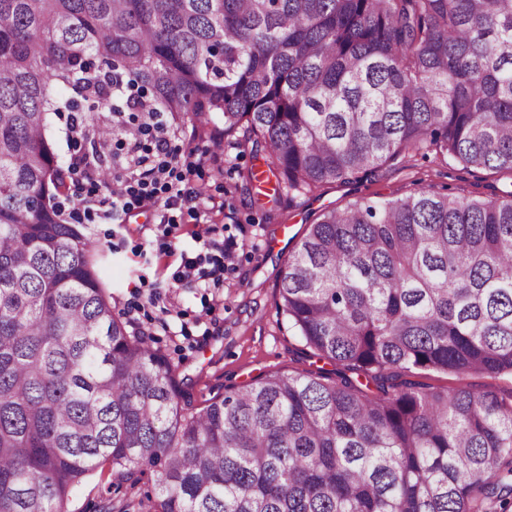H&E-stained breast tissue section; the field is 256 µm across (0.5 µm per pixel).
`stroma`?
<instances>
[{
  "instance_id": "stroma-1",
  "label": "stroma",
  "mask_w": 512,
  "mask_h": 512,
  "mask_svg": "<svg viewBox=\"0 0 512 512\" xmlns=\"http://www.w3.org/2000/svg\"><path fill=\"white\" fill-rule=\"evenodd\" d=\"M191 183L201 193L198 208L208 222L236 238V268L217 288H174L171 275L180 264L176 251L160 250L156 212L137 219L140 231L98 218L85 231L102 246L108 266L105 286L112 304L131 330L145 336L175 371L184 397L200 407L230 387L280 372H335L336 364L316 357L289 328L279 304L278 286L289 256L325 211L357 201L400 197L420 187L452 188L459 196L504 195L512 190V172L447 166L434 156H412L347 182L327 184L296 200L272 203L261 183L244 186L247 170H265L252 157L224 142V122L204 127L180 121L173 138ZM411 380L435 388L497 389L512 392V377L458 375L416 370ZM155 500L151 478L137 485L115 482L110 469L93 472L75 492L69 512H107L129 505L150 512Z\"/></svg>"
}]
</instances>
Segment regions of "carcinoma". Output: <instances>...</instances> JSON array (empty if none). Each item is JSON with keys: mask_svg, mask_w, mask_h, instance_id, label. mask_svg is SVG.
I'll return each instance as SVG.
<instances>
[{"mask_svg": "<svg viewBox=\"0 0 512 512\" xmlns=\"http://www.w3.org/2000/svg\"><path fill=\"white\" fill-rule=\"evenodd\" d=\"M126 83L262 148L275 203L408 152L512 171V0H0V512H68L105 466L154 512H508L512 395L398 371L512 375V191L323 213L280 308L372 388L273 373L196 408L60 211L49 114Z\"/></svg>", "mask_w": 512, "mask_h": 512, "instance_id": "carcinoma-1", "label": "carcinoma"}]
</instances>
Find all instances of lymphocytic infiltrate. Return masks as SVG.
Here are the masks:
<instances>
[{"label":"lymphocytic infiltrate","instance_id":"f902f5d3","mask_svg":"<svg viewBox=\"0 0 512 512\" xmlns=\"http://www.w3.org/2000/svg\"><path fill=\"white\" fill-rule=\"evenodd\" d=\"M113 138L125 150L128 158L126 174L115 176V192L103 194L96 179L95 168L88 157L75 156L70 165V176L80 184L88 185L85 196L77 204L87 219L105 213L118 223H125L133 211L155 207L164 210L160 233V249H173L169 235L174 223L169 212L187 210L196 215L198 190L191 185L187 172L178 165V155L167 136L159 113L143 108L119 116L113 124ZM193 240L195 254H182L181 263L172 275V287L200 288L223 283L234 270L237 242L220 233L217 225H205Z\"/></svg>","mask_w":512,"mask_h":512}]
</instances>
